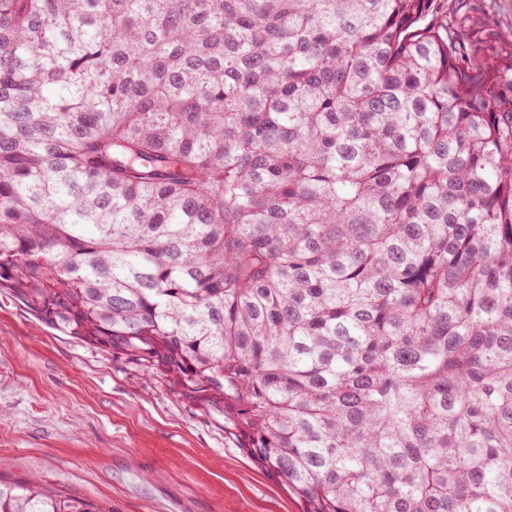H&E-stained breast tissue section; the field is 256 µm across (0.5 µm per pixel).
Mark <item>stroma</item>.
I'll return each instance as SVG.
<instances>
[{"mask_svg": "<svg viewBox=\"0 0 512 512\" xmlns=\"http://www.w3.org/2000/svg\"><path fill=\"white\" fill-rule=\"evenodd\" d=\"M463 64L512 74V0H439ZM37 475L112 512H305L223 423L142 363L51 328L0 291V479Z\"/></svg>", "mask_w": 512, "mask_h": 512, "instance_id": "1", "label": "stroma"}]
</instances>
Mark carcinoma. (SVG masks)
Segmentation results:
<instances>
[{"mask_svg":"<svg viewBox=\"0 0 512 512\" xmlns=\"http://www.w3.org/2000/svg\"><path fill=\"white\" fill-rule=\"evenodd\" d=\"M432 0H0V290L307 512H512V78ZM0 512H112L41 477Z\"/></svg>","mask_w":512,"mask_h":512,"instance_id":"obj_1","label":"carcinoma"}]
</instances>
